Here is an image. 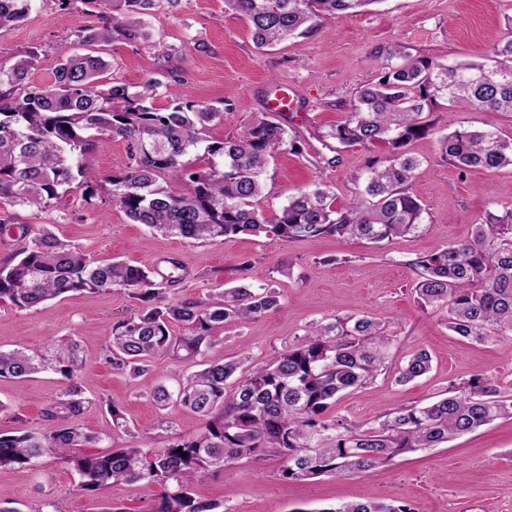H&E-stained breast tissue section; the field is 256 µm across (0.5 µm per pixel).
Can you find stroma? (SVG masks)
I'll use <instances>...</instances> for the list:
<instances>
[{"instance_id": "obj_1", "label": "stroma", "mask_w": 512, "mask_h": 512, "mask_svg": "<svg viewBox=\"0 0 512 512\" xmlns=\"http://www.w3.org/2000/svg\"><path fill=\"white\" fill-rule=\"evenodd\" d=\"M510 17L512 0H378L364 11L323 21L312 37L260 49L245 16L225 0H179L177 7L164 4L153 12L152 42L111 45L110 78L136 85L160 69L177 70L178 80L167 81L155 107L165 111L192 100L223 111V121L210 130L216 138L239 136L261 116L283 122L297 147L271 164L259 208L279 211L298 189L320 181L332 184L341 207L364 187L369 162L387 154L382 146L345 147L327 136L348 118L359 87L377 81L381 68L373 52L401 45L425 61L487 63L493 47L512 33L506 25ZM97 23L80 0L65 12L54 0H33L24 22L0 30V61L39 49L30 81L50 83L58 47ZM197 39L205 50L195 49ZM278 86L296 91L298 112L270 111L267 96ZM430 118L432 132L408 146L423 162L424 172L413 184L424 208L423 224L416 233L381 245L336 237L289 242L249 235L216 242L170 238L133 223L116 205L98 198L85 202L73 190L40 212L0 204V264L14 257L20 228L27 225L35 232L49 228L60 240L101 258L155 263L165 273L179 262V281L165 287L172 299L203 298L243 277L254 289H277L282 309L243 325L225 323L212 333L207 360H241L249 367L296 343L312 324L369 315L385 324L393 341L384 373L342 395L332 410L353 428L376 424L403 406L425 405L449 382L477 374L512 392V341L480 344L449 331L445 312L417 302L412 265L416 257L468 239L486 213L512 206L511 167L460 175L443 158L438 142L461 126L512 135V114L462 110L443 101ZM321 156L335 158V165L316 169ZM137 307L129 290L120 287L93 298L69 294L30 310L0 303V350L19 344L37 348L52 336L78 342L83 355L79 386L90 400L78 422L100 436L94 447L98 453L126 446L163 448L202 426L198 415L178 404L161 412L149 400L157 385L175 387L194 371V362L163 357L134 380L108 361L106 341L113 324ZM418 348L430 353L431 370L408 384L395 383L400 361ZM64 391L53 374L0 378V434L41 428L45 412ZM111 402L122 409L126 430L113 429L107 412ZM279 467L273 454L244 459L224 473L200 476L193 492L198 500L223 504L226 512H323L364 498L405 504L414 512H512V419L495 420L447 444L344 479L286 480ZM159 493L153 485L125 482L80 490L72 465L53 456L31 468L0 469V508L6 512H48L52 506L58 512H154Z\"/></svg>"}]
</instances>
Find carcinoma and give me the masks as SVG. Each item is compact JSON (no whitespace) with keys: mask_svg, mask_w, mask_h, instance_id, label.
<instances>
[{"mask_svg":"<svg viewBox=\"0 0 512 512\" xmlns=\"http://www.w3.org/2000/svg\"><path fill=\"white\" fill-rule=\"evenodd\" d=\"M100 25L77 34L80 49L59 51L53 81L29 84L40 58L37 48L5 65L0 62V203L41 211L72 185L89 202L98 195L90 157L113 140L124 143L128 165L104 179L105 195L134 223L180 239L224 240L264 236L273 242L313 237H350L381 244L419 229L424 208L412 191L422 161L406 146L427 134L424 110L444 100L451 107H478L512 114V38L493 48L494 64H432L397 47L403 59L360 88L349 118L327 132L343 146L387 148L370 168L364 189L336 208L332 186L321 182L298 191L276 213L257 206L270 161L292 144L288 128L258 118L235 138L217 139L210 127L224 113L192 101L169 112L153 101L177 72L162 70L139 85L111 82L105 59L112 44L153 39L148 18L161 0H79ZM249 22L259 49L290 38H307L327 17H346L378 0H226ZM32 0H0V30L23 22ZM442 154L461 172L512 167V135L460 127L439 139ZM194 156L196 170L184 162ZM186 179L175 193L160 181ZM414 287L424 305L446 311L448 329L478 343L512 337V207L489 212L471 237L412 261ZM155 265L101 259L61 241L44 227L21 236L14 259L0 265V302L33 309L68 293L88 298L114 287L132 291L134 313L112 325L108 360L131 378L165 356L201 358L212 331L227 321L246 322L282 307L274 288L261 292L241 284L215 297L170 300L158 288ZM179 323L176 335L171 325ZM391 338L368 315L337 317L312 326L298 342L261 366L212 362L178 382L176 391L157 386L153 402H175L199 414L203 427L165 448H115L77 453L101 438L74 424L89 400L78 385L82 360L71 338L40 350H0V378L52 372L67 382L66 399L47 412L48 423L19 435L0 434V468L33 467L46 455L73 465L79 488L95 491L118 481L163 488L157 512H221V504L193 497L203 473L222 472L244 458L276 454L280 476L301 479L351 476L405 454L436 448L498 418H512V394L476 375L448 384L445 396L426 406L385 415L353 430L329 417L337 397L374 382L385 367ZM432 357L418 348L395 378L406 384L425 375ZM318 512H413L407 505L373 500L346 502Z\"/></svg>","mask_w":512,"mask_h":512,"instance_id":"carcinoma-1","label":"carcinoma"}]
</instances>
